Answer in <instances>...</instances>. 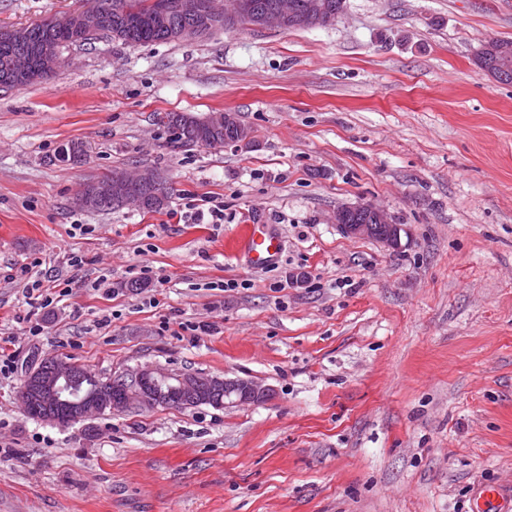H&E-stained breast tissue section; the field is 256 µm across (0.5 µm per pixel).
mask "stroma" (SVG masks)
<instances>
[{
	"label": "stroma",
	"mask_w": 512,
	"mask_h": 512,
	"mask_svg": "<svg viewBox=\"0 0 512 512\" xmlns=\"http://www.w3.org/2000/svg\"><path fill=\"white\" fill-rule=\"evenodd\" d=\"M79 6L0 0V27ZM491 38L512 39V0H345L327 27L103 41L0 87V348L18 359L0 512H472L481 486L511 493L512 84L475 63ZM170 112L235 113L252 142L171 151ZM73 140L86 163L55 161ZM144 166L172 187L165 211L74 205ZM214 199L223 223L178 222ZM360 200L403 225L400 249L333 223ZM247 224L281 236L265 268L236 247ZM37 258L45 284L71 281L42 310L23 292ZM199 322L212 332H183ZM49 355L272 395L50 424L19 399Z\"/></svg>",
	"instance_id": "stroma-1"
}]
</instances>
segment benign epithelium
<instances>
[{"mask_svg":"<svg viewBox=\"0 0 512 512\" xmlns=\"http://www.w3.org/2000/svg\"><path fill=\"white\" fill-rule=\"evenodd\" d=\"M179 10L193 17V22L175 31V35L184 40L199 37L213 21L222 19L233 22L246 15H253L256 26L260 29L283 30L288 26V4L269 9L260 14H252L250 0H209L204 12L197 11V0H179ZM305 25H318L336 20V13L329 0H308L304 13L296 16ZM50 25L65 27L74 37L83 38L89 33L101 29L105 23L103 9L98 0H85L84 6L67 15L52 17ZM487 44L494 47L503 68L512 66V42L509 40L493 39ZM62 59L52 44L46 43L40 53L39 72L44 78L49 77L61 65ZM148 185L159 191L157 197L171 190L163 177L151 170L142 169L135 174L118 172L106 181H97L96 190L92 194L80 192L76 195L75 204L84 209H91L102 199H114L128 205H138V200L130 196L132 186ZM333 220L340 230L352 237H370L374 233V225L385 224L388 231L379 237L385 247L396 250L401 246L402 225L385 208L373 202H356L344 205L334 213ZM131 379V392L128 398L114 400L109 395L96 389L92 394H86L81 388L82 377L72 364L56 361L45 370H34L26 377V385L21 388L20 401L23 406L34 399L41 401L63 403L69 407L70 415L67 422H80L97 415L124 412L133 406L143 409H156L169 400L168 393L162 391L161 384L177 381L176 390L181 400L189 403L197 402L196 395L200 383L206 381L211 386L224 388L223 406L238 405L246 402H258L270 397L269 389L251 380L228 379L204 374H172L165 369L145 366L128 371Z\"/></svg>","mask_w":512,"mask_h":512,"instance_id":"benign-epithelium-1","label":"benign epithelium"}]
</instances>
